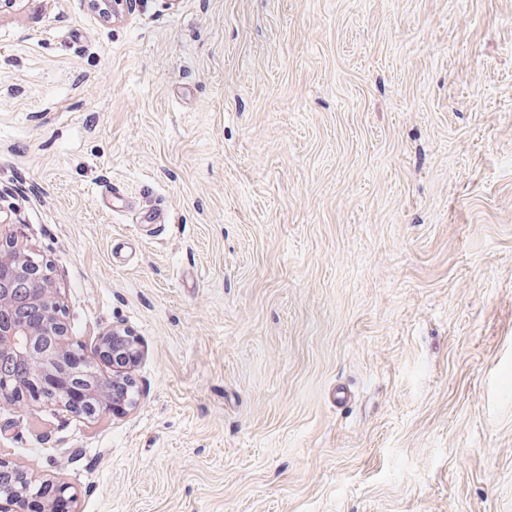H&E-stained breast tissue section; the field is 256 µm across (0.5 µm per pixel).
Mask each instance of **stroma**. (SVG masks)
<instances>
[{"instance_id":"1","label":"stroma","mask_w":512,"mask_h":512,"mask_svg":"<svg viewBox=\"0 0 512 512\" xmlns=\"http://www.w3.org/2000/svg\"><path fill=\"white\" fill-rule=\"evenodd\" d=\"M0 205L144 349L0 404L72 512H512V0H16Z\"/></svg>"}]
</instances>
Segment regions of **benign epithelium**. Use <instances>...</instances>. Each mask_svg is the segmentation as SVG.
<instances>
[{
  "label": "benign epithelium",
  "instance_id": "benign-epithelium-1",
  "mask_svg": "<svg viewBox=\"0 0 512 512\" xmlns=\"http://www.w3.org/2000/svg\"><path fill=\"white\" fill-rule=\"evenodd\" d=\"M68 327L57 290L43 261L35 258L18 230H0V364L25 360L32 378L14 387L10 401L27 394L53 400L79 416L112 409L121 412L136 403L132 372L144 356L140 341L114 327L97 336L94 350L81 359L69 357ZM111 376L98 374V364ZM53 497L32 505L36 512H56L66 488L52 487ZM25 507L21 495L0 486V512Z\"/></svg>",
  "mask_w": 512,
  "mask_h": 512
}]
</instances>
